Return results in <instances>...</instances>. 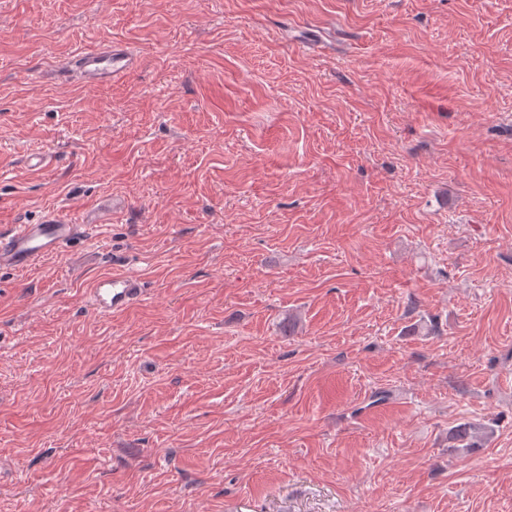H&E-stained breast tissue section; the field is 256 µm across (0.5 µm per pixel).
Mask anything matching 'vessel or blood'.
I'll return each instance as SVG.
<instances>
[{
    "instance_id": "vessel-or-blood-1",
    "label": "vessel or blood",
    "mask_w": 512,
    "mask_h": 512,
    "mask_svg": "<svg viewBox=\"0 0 512 512\" xmlns=\"http://www.w3.org/2000/svg\"><path fill=\"white\" fill-rule=\"evenodd\" d=\"M134 59L125 47L86 48L68 61V67L84 86H97L129 74ZM82 235V225L59 211L46 213L40 223L17 224L0 232V268L24 269L41 258L54 256ZM140 278L118 274L99 279L91 293L92 306L102 313H116L143 294Z\"/></svg>"
}]
</instances>
